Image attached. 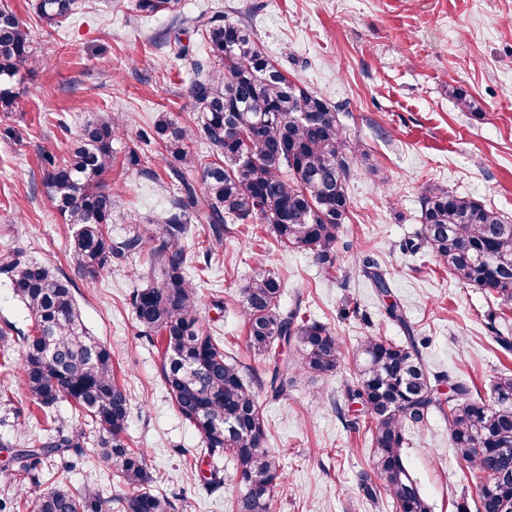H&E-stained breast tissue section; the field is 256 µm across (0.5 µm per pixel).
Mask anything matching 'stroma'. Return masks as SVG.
I'll return each instance as SVG.
<instances>
[{
	"label": "stroma",
	"mask_w": 512,
	"mask_h": 512,
	"mask_svg": "<svg viewBox=\"0 0 512 512\" xmlns=\"http://www.w3.org/2000/svg\"><path fill=\"white\" fill-rule=\"evenodd\" d=\"M135 4L78 0L76 14L50 28L29 0H9L29 26L36 62L9 111L0 110V252L18 251L73 276L88 332L112 349L130 398L127 435L145 449L155 490L187 498L191 512H232V463L224 465L219 492H199V476L179 451L200 447V437L163 385L161 347L139 334L130 298L148 284L147 251L113 263L102 278L74 276L72 229L43 186L42 167L44 153L68 158L72 138L88 120L108 112L126 118L105 176L115 189L110 233L117 242L136 231L158 232L175 195L159 144L145 147L137 165L125 161V150L152 131L157 113L182 122L193 117L185 93L190 69L176 46L202 54L194 18L220 11L247 20L282 72L349 113L365 153L349 183L351 206L336 242L344 274L327 276L308 252L278 249L263 224L232 225L223 252L205 270L193 266L188 273L196 279L206 327L223 336L226 352L261 374H270L274 361L250 353L239 312L258 263L283 282L282 309L303 302L345 344L336 373L299 374L285 396L259 395L269 446L283 465L277 512H395L387 498L370 501L358 486L371 468L367 424L349 427L356 410L341 417L334 407L356 376L353 354L368 332L404 340L354 259L364 251L389 273L394 298L427 340L429 372L457 377L489 398L495 376L512 369V350L497 344L487 315L501 309L512 320V307L456 281L430 252L411 255L400 244L418 228L421 198L434 187L483 201L512 222V0H181L176 12L151 17ZM455 89L466 91L480 114L461 111ZM349 297L367 320L344 315ZM218 299L223 309L214 308ZM25 405L18 389L11 403L0 401V465L9 459L2 442L24 446L36 435L14 425L15 410ZM404 454L432 512H456L466 469L453 453L447 418L433 414L411 434ZM67 482L94 485L108 497L125 491L114 469L93 453Z\"/></svg>",
	"instance_id": "35a3bbf8"
}]
</instances>
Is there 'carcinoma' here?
<instances>
[{"label":"carcinoma","mask_w":512,"mask_h":512,"mask_svg":"<svg viewBox=\"0 0 512 512\" xmlns=\"http://www.w3.org/2000/svg\"><path fill=\"white\" fill-rule=\"evenodd\" d=\"M179 3L136 0V8L151 16L174 12ZM1 8L0 107L6 109L34 52L25 23L11 8L0 3ZM31 8L40 21L55 26L76 13L78 2L33 0ZM195 28L203 56L192 58L187 47L181 55L190 58L187 94L196 120L183 126L163 112L153 128L169 178L181 183L173 211L160 219V235H138L118 245L108 236L112 187L103 176L112 167V140L121 127L110 114L83 125L68 161L43 156V184L74 229L72 264L80 275L102 277L112 270V260L147 249L148 285L133 292L131 306L141 335L164 348L162 381L181 417L200 435L196 456L232 462L238 485L233 512H274L281 459L268 446L256 381L200 319L198 289L187 273L192 252L182 245L187 214L200 206L207 211V234L199 245L208 258L223 244L227 225L266 224L279 246L312 253L330 274L338 270L336 242L349 213L354 163L365 153L336 107L290 80L243 23L202 14ZM194 140L205 144L214 160L194 155ZM196 168L199 187L183 180L184 171ZM402 248L429 250L456 280L512 306V224L482 202L445 188L429 190L420 227ZM359 267L386 300V315L405 339L396 344L366 336L356 354V381L345 389V400L360 404L367 416L373 467L360 475L364 496L374 501L383 493L396 512H431L403 448L410 433L439 411L448 417L453 451L474 485L475 498L463 493L456 512H512V373L496 377L487 399L462 381L430 374L422 358L424 341L392 299L386 273L368 254ZM0 275L31 319L28 333L20 336H13L8 324L0 327V346L17 342L23 353L17 381L29 409L15 412L16 425L26 429L41 416L48 432L43 440L13 449L10 463L0 468V482H32L50 461L68 472L95 445L128 492L105 498L90 484L59 486L36 494L32 512H176L167 496L151 490L156 477L146 452L129 445L127 390L112 372V350L87 331L73 280L11 251L0 254ZM282 291L281 280L262 268L242 290L254 353L269 356L278 345H291L297 353L274 369L269 388L275 398L287 393L295 374L324 377L345 355L342 339L303 311L301 302L280 308ZM63 404L72 416L58 412Z\"/></svg>","instance_id":"cac0c4a2"}]
</instances>
